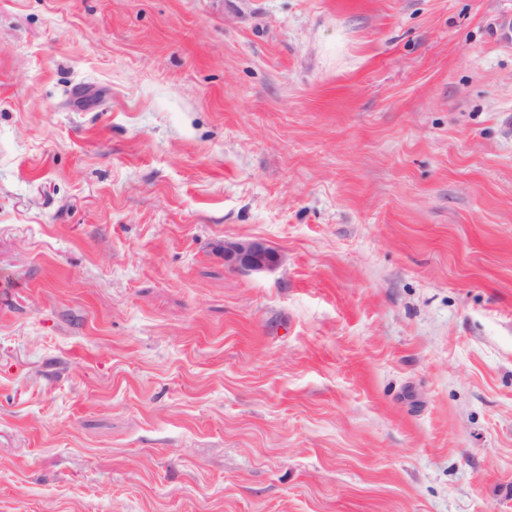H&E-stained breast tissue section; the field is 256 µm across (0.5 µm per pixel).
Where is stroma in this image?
<instances>
[{
  "label": "stroma",
  "mask_w": 512,
  "mask_h": 512,
  "mask_svg": "<svg viewBox=\"0 0 512 512\" xmlns=\"http://www.w3.org/2000/svg\"><path fill=\"white\" fill-rule=\"evenodd\" d=\"M0 512H512V0H0ZM280 261V254L262 240L224 243V264L241 273L273 271Z\"/></svg>",
  "instance_id": "35a3bbf8"
}]
</instances>
